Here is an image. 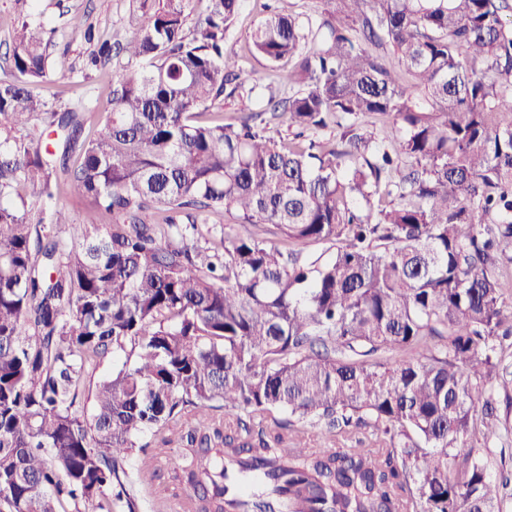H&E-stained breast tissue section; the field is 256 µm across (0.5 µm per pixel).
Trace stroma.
Returning <instances> with one entry per match:
<instances>
[{
  "label": "stroma",
  "mask_w": 512,
  "mask_h": 512,
  "mask_svg": "<svg viewBox=\"0 0 512 512\" xmlns=\"http://www.w3.org/2000/svg\"><path fill=\"white\" fill-rule=\"evenodd\" d=\"M285 9L297 15L300 21H318L324 16V0H243L224 39L226 52L235 54L243 62L247 76L241 86L227 85L220 111L225 121H233L255 110L269 97H284L287 86L277 77L278 69H289V62L272 68L252 49L250 35L253 29L274 9ZM42 11L46 20L58 26L60 32L50 52L56 61L57 77L45 92L54 97L59 107L84 104L91 118L89 127H96L102 112L109 106L110 86L124 60L113 57L109 63L93 65L90 53L99 39L115 40L129 36L138 26L139 0H0V79L10 75L6 59L13 23L20 13ZM87 14L92 27V39L62 31L63 15L67 12ZM178 443L164 446L153 444L147 451L133 450L127 460L129 472H137L142 463L156 470V478L139 488V512H168L180 493L184 482L174 476V463L181 455Z\"/></svg>",
  "instance_id": "stroma-1"
}]
</instances>
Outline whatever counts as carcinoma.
Returning <instances> with one entry per match:
<instances>
[{
  "mask_svg": "<svg viewBox=\"0 0 512 512\" xmlns=\"http://www.w3.org/2000/svg\"><path fill=\"white\" fill-rule=\"evenodd\" d=\"M242 0H140L110 108L40 92L59 28L24 19L0 80V512H139L126 460L180 434L202 508L258 472L235 512H504L486 443L512 336V0H328L251 34L291 94L198 123L240 78ZM404 68L392 72L385 50ZM340 130L287 144L263 115ZM388 115L377 142L360 122ZM76 190L96 212L68 221ZM193 208L182 222L180 213ZM225 212L234 224H198ZM275 227L278 243L259 229ZM310 243L328 254H306ZM112 355L88 392L87 367ZM291 430L292 445L282 431ZM311 429L327 444L309 448ZM369 429L373 448L335 442Z\"/></svg>",
  "mask_w": 512,
  "mask_h": 512,
  "instance_id": "cac0c4a2",
  "label": "carcinoma"
}]
</instances>
